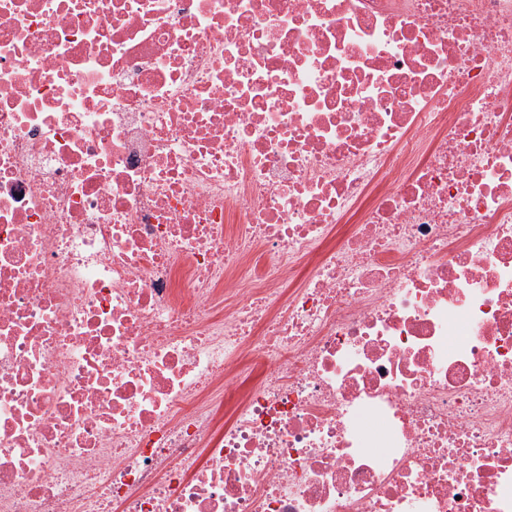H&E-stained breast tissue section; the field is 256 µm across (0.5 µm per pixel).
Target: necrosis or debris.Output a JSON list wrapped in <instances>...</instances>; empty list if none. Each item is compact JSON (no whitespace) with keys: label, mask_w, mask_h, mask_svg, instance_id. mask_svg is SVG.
Returning a JSON list of instances; mask_svg holds the SVG:
<instances>
[{"label":"necrosis or debris","mask_w":512,"mask_h":512,"mask_svg":"<svg viewBox=\"0 0 512 512\" xmlns=\"http://www.w3.org/2000/svg\"><path fill=\"white\" fill-rule=\"evenodd\" d=\"M0 512H512V0H0Z\"/></svg>","instance_id":"necrosis-or-debris-1"}]
</instances>
